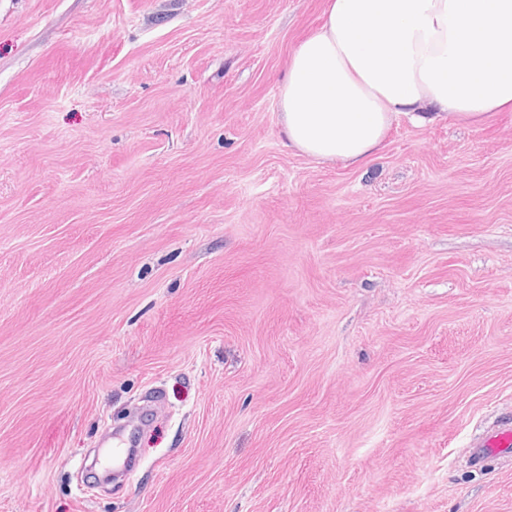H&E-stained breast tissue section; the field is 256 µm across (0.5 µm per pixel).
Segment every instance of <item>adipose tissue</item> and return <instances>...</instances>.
<instances>
[{
    "instance_id": "ef3b65f1",
    "label": "adipose tissue",
    "mask_w": 512,
    "mask_h": 512,
    "mask_svg": "<svg viewBox=\"0 0 512 512\" xmlns=\"http://www.w3.org/2000/svg\"><path fill=\"white\" fill-rule=\"evenodd\" d=\"M289 148L358 165L393 120L512 111V0H327L278 88Z\"/></svg>"
}]
</instances>
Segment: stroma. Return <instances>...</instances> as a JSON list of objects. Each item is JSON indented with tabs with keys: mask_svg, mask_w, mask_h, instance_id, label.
I'll return each instance as SVG.
<instances>
[{
	"mask_svg": "<svg viewBox=\"0 0 512 512\" xmlns=\"http://www.w3.org/2000/svg\"><path fill=\"white\" fill-rule=\"evenodd\" d=\"M326 0H0V512H512V112L285 146ZM473 456L477 459L510 456L512 454V422L481 437L472 444Z\"/></svg>",
	"mask_w": 512,
	"mask_h": 512,
	"instance_id": "35a3bbf8",
	"label": "stroma"
}]
</instances>
